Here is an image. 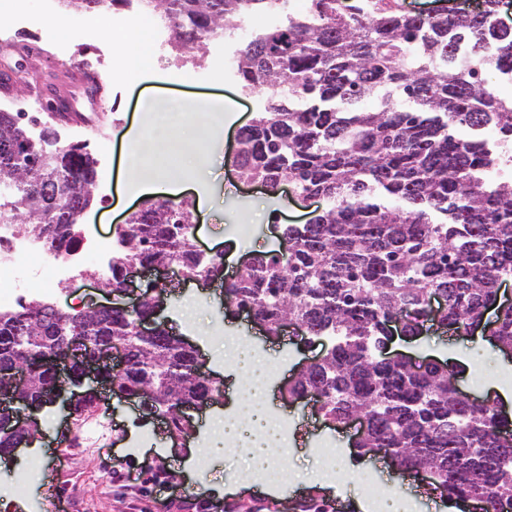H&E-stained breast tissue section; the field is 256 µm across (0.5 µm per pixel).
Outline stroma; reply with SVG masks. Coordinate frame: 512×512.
Segmentation results:
<instances>
[{"mask_svg":"<svg viewBox=\"0 0 512 512\" xmlns=\"http://www.w3.org/2000/svg\"><path fill=\"white\" fill-rule=\"evenodd\" d=\"M53 31L68 42V50L76 59L98 64V84L102 92L112 97V121L106 137L94 132L72 138L55 131V147L73 143L84 145L95 157L96 183L93 204L79 219L80 224L93 227L100 235L113 236L118 224L142 207L143 197L130 193L120 195L119 172L128 158V129L149 135L154 117L145 109L147 100H155L164 107L169 102L195 100L205 102L212 98L224 99L232 114L223 117L208 113L195 128V133L209 149V162L204 169L186 163L180 154L154 146L148 147L141 160L149 165L163 166L181 174L186 186L182 201L193 206L196 224V243L201 250L225 255V268H238L242 259L255 251L277 247L281 224H303L310 216V208L295 195L281 192L275 195L242 181L231 165L238 130L248 124L256 113L264 111L268 93L260 89L245 95L240 91L236 76L239 44L256 34L257 29L243 25L221 44H205L198 65H182L171 47H163V64L157 72L160 82H142L137 75L112 71L98 63L112 39L111 25L86 12L78 16L64 15L61 9L46 13L41 28L19 25L11 13L0 16V65L23 66L31 80L52 84L63 96L76 98L81 110H88L86 99L80 96L77 73L59 62L52 51L28 53L41 29ZM246 226L250 233L248 244H240L227 234L229 225ZM220 282L205 285L190 281L164 298L159 319L171 326L176 335L188 340L199 352L204 369L224 383V400L211 406L210 413L224 416L235 407L232 363L224 355V348L214 341L215 335L240 336L252 340L272 367L268 375L271 386L270 412L288 418L295 434L288 444L285 469L293 475L318 471L315 460L322 441L335 442L345 460H352L350 446L352 430L337 429L325 424L312 413L306 402L294 404L284 401L281 387L308 358L319 349L308 346L300 335L290 332L271 340L261 335L258 327L244 316L230 319L224 315ZM53 298L63 311L77 313L95 304L112 303L114 297L98 288L94 279H79ZM484 343L474 338L454 341L440 333H424L421 340L407 341L399 337L391 343L394 353H405L416 359L434 358L457 362L467 359L471 373L459 377L460 388L477 397H485L487 383L494 376L512 372V358L498 355L486 359ZM205 413L191 414L193 431L188 440L171 435L161 421L150 418L138 406L116 405L114 412L95 411L94 416L112 430V440L96 451L86 452L78 464L77 490L69 494L64 504L66 512H158V503L181 492H188L189 502L196 512L209 504L213 512H223L227 504H236V512H302L308 495L300 489H287L282 499H275L256 490H244L231 497H211L205 494V485L222 482L225 476L220 451L215 443L218 433L214 423L206 422ZM40 450L22 449L12 463L27 471V478L0 473V484L22 490L24 501H44V491L58 481L60 469L59 439L67 424L60 410L40 417ZM194 448L205 458L201 468L186 473L182 482H174L173 473L182 468L187 448Z\"/></svg>","mask_w":512,"mask_h":512,"instance_id":"35a3bbf8","label":"stroma"}]
</instances>
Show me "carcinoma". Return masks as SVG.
<instances>
[{"label": "carcinoma", "instance_id": "carcinoma-1", "mask_svg": "<svg viewBox=\"0 0 512 512\" xmlns=\"http://www.w3.org/2000/svg\"><path fill=\"white\" fill-rule=\"evenodd\" d=\"M169 21L171 46L191 55L209 30L232 27L263 11L283 23L253 35L238 51L245 90L265 88V111L238 132L240 176L288 179L296 194L328 206L306 224H286L279 248L253 254L251 266L224 278V262L199 259L186 238L190 211L158 202L116 232L123 248L104 280L116 292L131 262H181L189 273L224 282L225 314L251 311L279 336L291 318L308 342L329 345L288 384V398L323 395L317 412L332 423L364 416L356 456L393 455L404 469L430 470L429 490L448 500L481 499L486 512L512 506V417L491 399L466 402L448 366L383 359L386 326L405 316L417 336L437 321L458 336L482 327L498 347H512V305L483 322L498 286L512 278V182L492 184L486 173L512 145V101L497 80L512 82V27L488 7L482 15L446 11L406 13L398 0H375L369 10L340 0H309L301 15L288 0H112L119 12ZM95 0H59L73 14ZM377 94L381 108L360 109ZM470 132L463 138L459 130ZM487 129L498 138L483 137ZM95 161L80 146L50 152L28 140L19 112H0V184L13 190L12 222L28 225L49 246L78 242L77 211L93 202ZM151 289L131 313L112 311L83 320L51 302L24 300L0 313V364L69 336H107L125 345L127 365L109 371L123 393L148 389L171 428L190 433L175 411L197 399L191 353L162 329L141 336L135 323L151 316ZM57 379L37 374V401Z\"/></svg>", "mask_w": 512, "mask_h": 512}]
</instances>
